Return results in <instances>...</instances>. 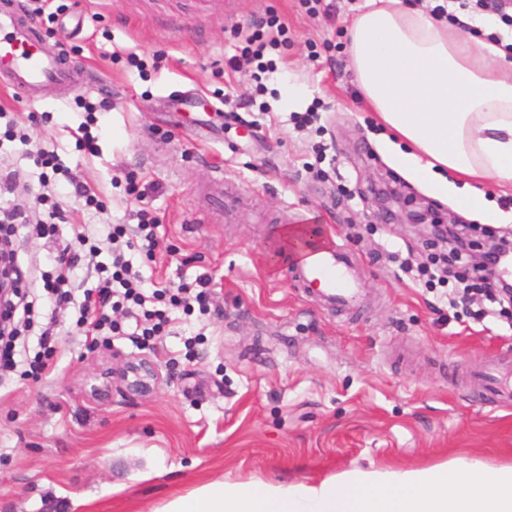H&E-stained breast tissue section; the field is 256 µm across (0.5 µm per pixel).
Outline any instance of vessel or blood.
Returning <instances> with one entry per match:
<instances>
[{
	"label": "vessel or blood",
	"instance_id": "vessel-or-blood-1",
	"mask_svg": "<svg viewBox=\"0 0 512 512\" xmlns=\"http://www.w3.org/2000/svg\"><path fill=\"white\" fill-rule=\"evenodd\" d=\"M0 75L18 90L38 94L71 83L74 70L9 7L0 8ZM282 258L298 287L316 293L328 307L356 308L364 290L355 258L337 236L319 224H305ZM485 397L512 406V383L501 384L496 365L484 373Z\"/></svg>",
	"mask_w": 512,
	"mask_h": 512
}]
</instances>
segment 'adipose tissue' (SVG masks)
<instances>
[{
  "mask_svg": "<svg viewBox=\"0 0 512 512\" xmlns=\"http://www.w3.org/2000/svg\"><path fill=\"white\" fill-rule=\"evenodd\" d=\"M435 22L402 0H367L347 54L362 102L393 130L394 167L466 217L496 224L490 187L512 186V61L504 45ZM157 512H512V465L455 459L428 467L352 470L315 483L211 481Z\"/></svg>",
  "mask_w": 512,
  "mask_h": 512,
  "instance_id": "ef3b65f1",
  "label": "adipose tissue"
}]
</instances>
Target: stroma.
Segmentation results:
<instances>
[{"label": "stroma", "instance_id": "obj_1", "mask_svg": "<svg viewBox=\"0 0 512 512\" xmlns=\"http://www.w3.org/2000/svg\"><path fill=\"white\" fill-rule=\"evenodd\" d=\"M364 0H28L13 9L55 49L78 83L29 99L0 84V109L30 136L0 145L12 203L39 218L31 154L53 150L59 184L76 175L105 208L84 224L160 219L162 248L135 265L153 283L208 275L207 314L172 316L143 351L131 336L88 352L60 309L59 358L34 381L0 379V512H154L198 485L314 482L354 469L431 466L454 457L512 463V408L491 410L474 371L512 361V307L478 318L479 302L450 308L421 287L432 248L404 212L429 209L484 224L407 181L386 160L392 139L361 102L343 47ZM277 15L288 44L276 71L255 78L241 39ZM137 64H130V57ZM319 102L321 118L293 116ZM103 103L95 153L72 135L85 103ZM391 183L398 204L372 190ZM328 225L360 263L367 299L357 313L325 308L298 288L265 246L300 218ZM150 355L163 379L149 395L91 396L114 356ZM91 498L89 507L75 503Z\"/></svg>", "mask_w": 512, "mask_h": 512}]
</instances>
